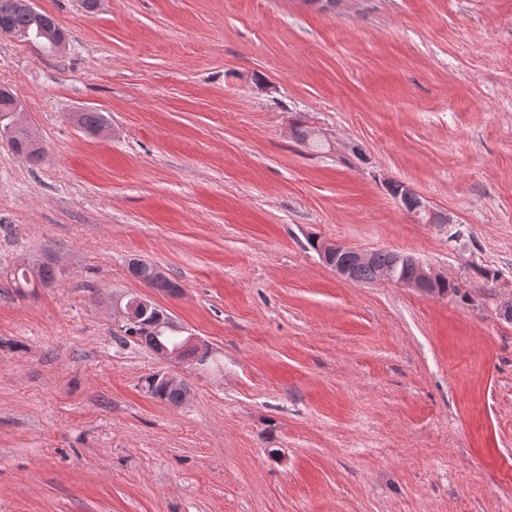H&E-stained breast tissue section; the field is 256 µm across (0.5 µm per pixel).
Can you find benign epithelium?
Returning a JSON list of instances; mask_svg holds the SVG:
<instances>
[{
	"label": "benign epithelium",
	"mask_w": 512,
	"mask_h": 512,
	"mask_svg": "<svg viewBox=\"0 0 512 512\" xmlns=\"http://www.w3.org/2000/svg\"><path fill=\"white\" fill-rule=\"evenodd\" d=\"M20 132L25 133L29 138L32 148H38L36 137L27 121L26 113L23 111L21 106L18 105L10 114L9 124L4 128L0 127V135L15 136ZM321 256L325 260L332 258L336 259V264L333 266V270L336 271V274L344 281L350 282L352 281V264L355 262L364 263L368 261L371 256V252L358 249L342 242L324 241L322 242ZM404 262L413 265L416 270L415 278L411 280H402L395 277L393 273L386 272L381 274L377 278V281L415 288L425 294L433 293L435 283L443 278V274L433 268L423 265L422 262L412 256L404 258ZM154 308H156V304L153 302L152 297L148 294H141L124 302L120 300L112 302V316L114 322L119 326L128 322L143 323L155 329L165 327L169 330L180 333L181 337H179V341L169 347H160L156 352V355L166 363H195V355L204 345V342L199 337L192 334L188 336L183 335L184 328L172 321L164 325L156 322V320L149 317V313Z\"/></svg>",
	"instance_id": "7a95c632"
}]
</instances>
